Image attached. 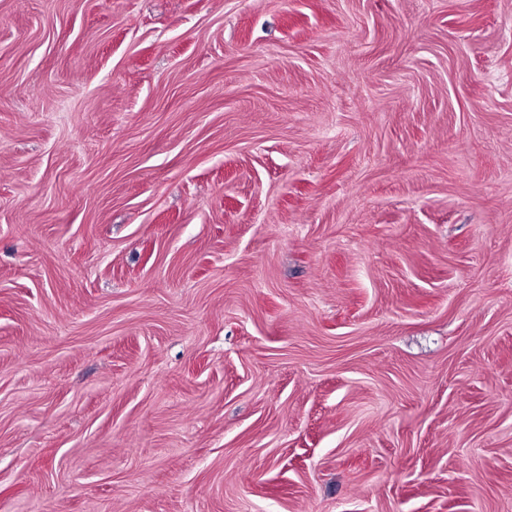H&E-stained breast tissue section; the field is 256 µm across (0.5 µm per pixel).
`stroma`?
Instances as JSON below:
<instances>
[{
    "label": "stroma",
    "instance_id": "35a3bbf8",
    "mask_svg": "<svg viewBox=\"0 0 512 512\" xmlns=\"http://www.w3.org/2000/svg\"><path fill=\"white\" fill-rule=\"evenodd\" d=\"M512 512V0H0V512Z\"/></svg>",
    "mask_w": 512,
    "mask_h": 512
}]
</instances>
